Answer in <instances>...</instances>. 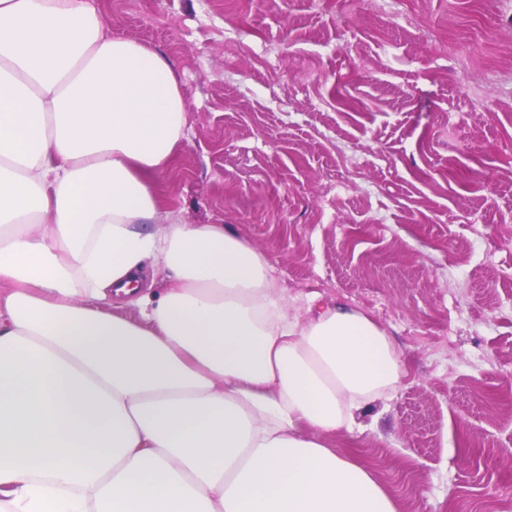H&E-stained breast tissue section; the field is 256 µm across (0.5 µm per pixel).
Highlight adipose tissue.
<instances>
[{"instance_id": "ef3b65f1", "label": "adipose tissue", "mask_w": 512, "mask_h": 512, "mask_svg": "<svg viewBox=\"0 0 512 512\" xmlns=\"http://www.w3.org/2000/svg\"><path fill=\"white\" fill-rule=\"evenodd\" d=\"M186 126L167 58L90 0H0V512H401L323 442L399 388L391 337L290 316L223 225H161Z\"/></svg>"}]
</instances>
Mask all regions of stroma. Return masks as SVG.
<instances>
[{"mask_svg": "<svg viewBox=\"0 0 512 512\" xmlns=\"http://www.w3.org/2000/svg\"><path fill=\"white\" fill-rule=\"evenodd\" d=\"M188 107L164 214L263 251L289 315L392 337L356 452L402 512L512 500V0H96Z\"/></svg>", "mask_w": 512, "mask_h": 512, "instance_id": "stroma-1", "label": "stroma"}]
</instances>
